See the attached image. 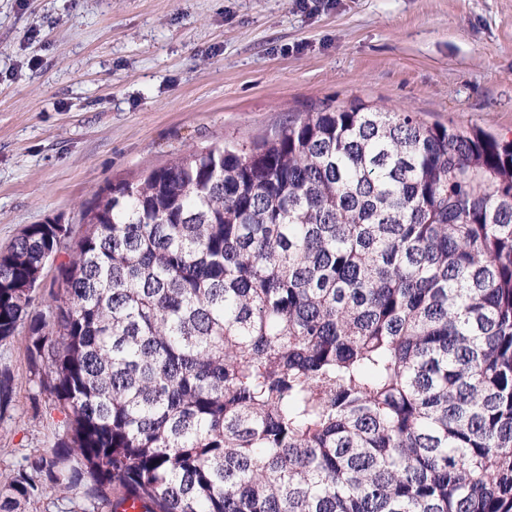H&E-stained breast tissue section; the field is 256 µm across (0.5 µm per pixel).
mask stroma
Returning a JSON list of instances; mask_svg holds the SVG:
<instances>
[{"label":"stroma","mask_w":512,"mask_h":512,"mask_svg":"<svg viewBox=\"0 0 512 512\" xmlns=\"http://www.w3.org/2000/svg\"><path fill=\"white\" fill-rule=\"evenodd\" d=\"M326 98L511 140L512 0H0V249L47 221L80 237L107 183ZM25 336L0 343V485L66 428Z\"/></svg>","instance_id":"1"}]
</instances>
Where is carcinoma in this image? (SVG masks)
I'll return each instance as SVG.
<instances>
[{"instance_id": "1", "label": "carcinoma", "mask_w": 512, "mask_h": 512, "mask_svg": "<svg viewBox=\"0 0 512 512\" xmlns=\"http://www.w3.org/2000/svg\"><path fill=\"white\" fill-rule=\"evenodd\" d=\"M0 250V342L67 413L0 512H512V142L326 99ZM12 403L0 378V415ZM67 260V255L63 252L56 262L48 264L42 275L41 285L38 290L37 299L35 302V308L37 311L42 312L47 317L51 308L56 304L52 291L57 290L59 283V264Z\"/></svg>"}]
</instances>
